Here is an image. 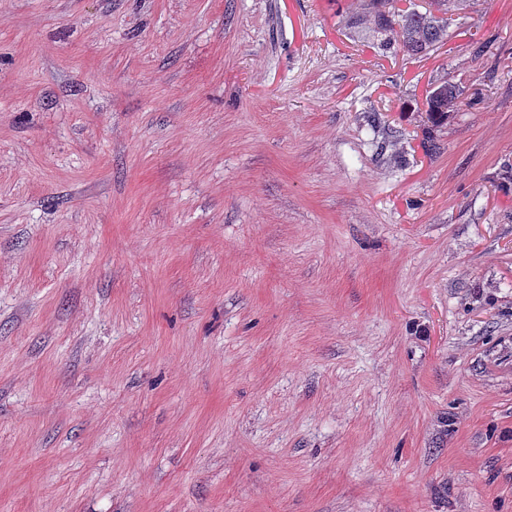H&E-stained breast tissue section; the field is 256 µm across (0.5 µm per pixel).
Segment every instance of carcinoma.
Wrapping results in <instances>:
<instances>
[{
  "label": "carcinoma",
  "mask_w": 512,
  "mask_h": 512,
  "mask_svg": "<svg viewBox=\"0 0 512 512\" xmlns=\"http://www.w3.org/2000/svg\"><path fill=\"white\" fill-rule=\"evenodd\" d=\"M455 2L431 0L429 8L421 12L414 7L400 9L396 0H365L367 13L373 18V38L377 44L390 45V34L395 31L403 51L412 56L426 55L448 40V13L452 12ZM460 96V88L446 81L428 92L426 112L430 131L448 121L449 112L461 104Z\"/></svg>",
  "instance_id": "obj_1"
}]
</instances>
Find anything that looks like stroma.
<instances>
[{"instance_id":"stroma-1","label":"stroma","mask_w":512,"mask_h":512,"mask_svg":"<svg viewBox=\"0 0 512 512\" xmlns=\"http://www.w3.org/2000/svg\"><path fill=\"white\" fill-rule=\"evenodd\" d=\"M371 27L0 0V512H512V0ZM367 13L373 18V38L380 47L391 44L390 34L395 31L404 52L412 56H423L437 49L448 39L451 18L456 0H431L429 8L421 12L416 8L407 10L396 6V0H365ZM460 96V88L448 81L435 85L428 92L425 112H427L428 122L431 124L429 126L430 134L448 121L449 112L462 103Z\"/></svg>"}]
</instances>
